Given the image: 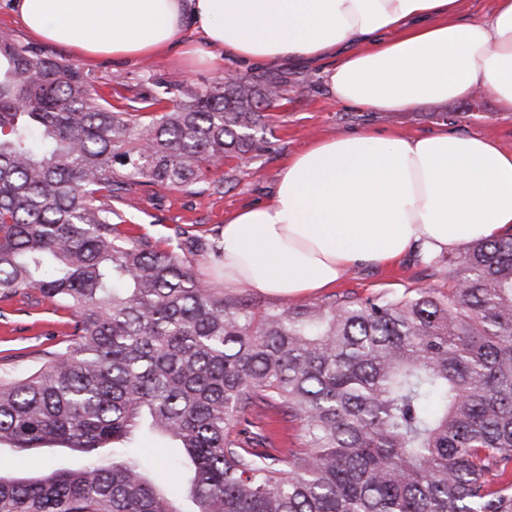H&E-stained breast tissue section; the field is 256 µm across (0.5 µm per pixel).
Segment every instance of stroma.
Returning <instances> with one entry per match:
<instances>
[{
	"mask_svg": "<svg viewBox=\"0 0 512 512\" xmlns=\"http://www.w3.org/2000/svg\"><path fill=\"white\" fill-rule=\"evenodd\" d=\"M83 66L98 76L99 92L107 97L124 92L149 75L211 83L238 69L237 64L226 61L199 65L172 50L132 63L115 65L99 59L84 61ZM287 76L292 92L266 113L270 136L265 151L251 153L241 161L224 162L206 182L179 190L148 191L137 187L112 202L113 210L122 218L120 229L125 234L143 236L161 245L179 234L202 240L207 249L193 256L194 271L200 279L221 289L225 297L251 300L263 308L282 305L279 297L225 287L215 276L211 249L225 217L267 197L288 157L313 140L354 129L410 136L444 125L455 133L492 138L503 149L512 151V117L496 112L488 97L445 105L422 104L407 112H361L337 104L316 70L291 69ZM440 284L433 269L414 254L396 264L354 268L335 291H352L365 298L409 288H436ZM70 319L69 310L46 301L31 305L18 296L0 298V375L21 376L39 366L45 352L54 350Z\"/></svg>",
	"mask_w": 512,
	"mask_h": 512,
	"instance_id": "obj_1",
	"label": "stroma"
}]
</instances>
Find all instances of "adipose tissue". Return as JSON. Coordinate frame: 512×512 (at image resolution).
Here are the masks:
<instances>
[{"instance_id":"adipose-tissue-1","label":"adipose tissue","mask_w":512,"mask_h":512,"mask_svg":"<svg viewBox=\"0 0 512 512\" xmlns=\"http://www.w3.org/2000/svg\"><path fill=\"white\" fill-rule=\"evenodd\" d=\"M13 0L39 40L144 59L193 36L250 69L333 56L338 104L403 112L489 97L512 115V0ZM512 234V151L441 128L351 131L280 169L273 195L225 217L224 284L280 297L335 287L355 265L439 255Z\"/></svg>"}]
</instances>
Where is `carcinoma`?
<instances>
[{"mask_svg":"<svg viewBox=\"0 0 512 512\" xmlns=\"http://www.w3.org/2000/svg\"><path fill=\"white\" fill-rule=\"evenodd\" d=\"M97 83L0 34V296L72 316L0 378V512H512V236L448 254L446 293L227 300L112 194L263 150L288 78L150 76L116 105ZM146 438L178 448L161 477ZM52 447L82 464L10 470Z\"/></svg>","mask_w":512,"mask_h":512,"instance_id":"carcinoma-1","label":"carcinoma"}]
</instances>
